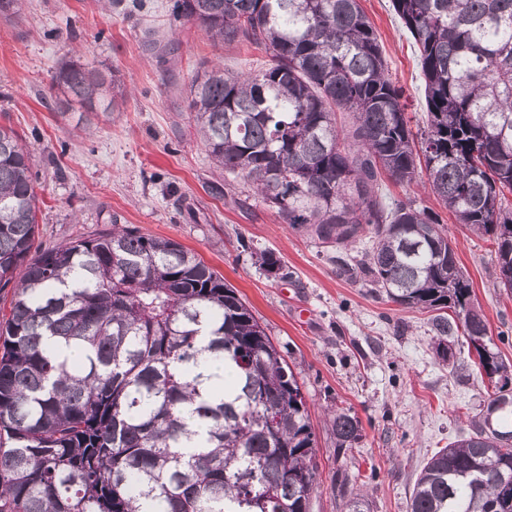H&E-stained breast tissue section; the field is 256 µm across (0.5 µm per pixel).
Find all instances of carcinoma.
Instances as JSON below:
<instances>
[{
	"label": "carcinoma",
	"instance_id": "carcinoma-1",
	"mask_svg": "<svg viewBox=\"0 0 512 512\" xmlns=\"http://www.w3.org/2000/svg\"><path fill=\"white\" fill-rule=\"evenodd\" d=\"M417 47L420 143L360 0H175L222 43L261 47L255 74L196 73L187 104L224 182L244 180L293 230L372 247L339 270L389 300L435 312L436 353L463 334L485 374L508 382L468 316L472 288L428 191L492 236L512 290V0H391ZM47 108L108 117L115 72L59 63ZM348 111L340 132L335 109ZM32 152L0 127V512H308L315 434L297 377L237 290L182 244L117 223L36 251ZM255 264L283 266L267 250ZM74 348L76 359L58 348ZM339 450L358 418L331 419ZM480 428L433 454L407 512H512V447Z\"/></svg>",
	"mask_w": 512,
	"mask_h": 512
}]
</instances>
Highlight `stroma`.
Segmentation results:
<instances>
[{
    "mask_svg": "<svg viewBox=\"0 0 512 512\" xmlns=\"http://www.w3.org/2000/svg\"><path fill=\"white\" fill-rule=\"evenodd\" d=\"M128 2L26 0L19 17L0 18V126L33 151L36 248L119 222L194 251L237 289L298 378L316 435L309 512H346L357 495L370 512H406L428 458L483 422L494 382L477 372L464 337L449 339L448 357L439 359L427 313L340 275L334 248L293 231L248 186L222 199L209 194L221 172L186 89L198 70L220 63L229 74L255 72L271 59L244 44L213 43L194 23L174 18V0H145L133 13ZM360 4L419 129L425 100L413 40L391 0ZM149 38L166 53L147 51ZM67 56L114 69L125 94L121 111L88 125L79 113L45 107ZM389 190L421 199L438 215L487 322L488 345L512 365V293L497 285L493 241L457 223L423 186ZM263 250L280 258L283 277L255 265ZM334 408L351 410L362 426L360 441L341 452L330 430Z\"/></svg>",
    "mask_w": 512,
    "mask_h": 512,
    "instance_id": "obj_1",
    "label": "stroma"
}]
</instances>
